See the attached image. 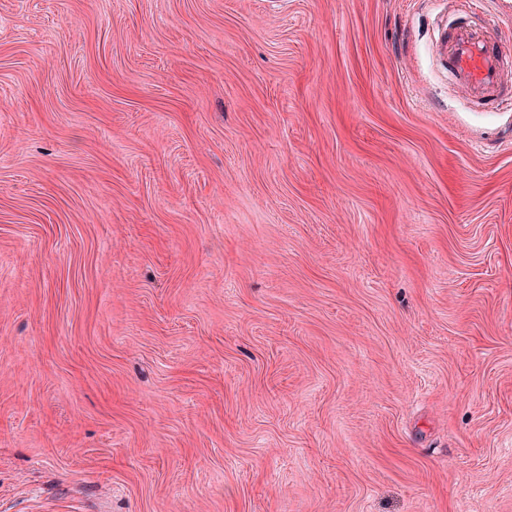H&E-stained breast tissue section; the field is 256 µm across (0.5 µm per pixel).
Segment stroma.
Instances as JSON below:
<instances>
[{
	"label": "stroma",
	"mask_w": 512,
	"mask_h": 512,
	"mask_svg": "<svg viewBox=\"0 0 512 512\" xmlns=\"http://www.w3.org/2000/svg\"><path fill=\"white\" fill-rule=\"evenodd\" d=\"M512 0H0V512H512ZM436 52L447 64L457 86L474 92H493L503 83L504 61L496 42L465 25L440 35Z\"/></svg>",
	"instance_id": "35a3bbf8"
}]
</instances>
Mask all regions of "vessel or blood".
Instances as JSON below:
<instances>
[{"instance_id": "vessel-or-blood-1", "label": "vessel or blood", "mask_w": 512, "mask_h": 512, "mask_svg": "<svg viewBox=\"0 0 512 512\" xmlns=\"http://www.w3.org/2000/svg\"><path fill=\"white\" fill-rule=\"evenodd\" d=\"M436 52L447 64L457 86L493 92L503 83L504 61L496 42L465 25L438 37Z\"/></svg>"}]
</instances>
